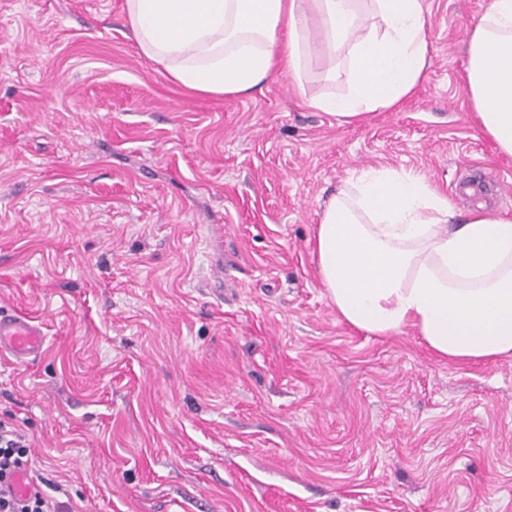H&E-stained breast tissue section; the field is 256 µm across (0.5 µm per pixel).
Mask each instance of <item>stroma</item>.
I'll return each mask as SVG.
<instances>
[{
	"label": "stroma",
	"instance_id": "stroma-1",
	"mask_svg": "<svg viewBox=\"0 0 512 512\" xmlns=\"http://www.w3.org/2000/svg\"><path fill=\"white\" fill-rule=\"evenodd\" d=\"M490 0H426L422 79L345 123L310 17L301 78L192 93L124 0H0V420L71 512H512V359L454 363L343 322L312 252L354 170L423 175L512 217V158L474 117ZM45 341L46 334L38 319L0 314V349L8 350L16 359L36 356L42 351Z\"/></svg>",
	"mask_w": 512,
	"mask_h": 512
}]
</instances>
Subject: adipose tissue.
<instances>
[{
  "mask_svg": "<svg viewBox=\"0 0 512 512\" xmlns=\"http://www.w3.org/2000/svg\"><path fill=\"white\" fill-rule=\"evenodd\" d=\"M312 3L326 49L347 52L346 90L310 107L349 123L410 95L426 67L424 0H124L140 54L202 94L247 95L301 74ZM467 90L479 124L512 158V0L472 23ZM313 253L339 317L375 336L414 328L451 362L512 357V218L456 220L421 175L353 171L325 203Z\"/></svg>",
  "mask_w": 512,
  "mask_h": 512,
  "instance_id": "1",
  "label": "adipose tissue"
}]
</instances>
